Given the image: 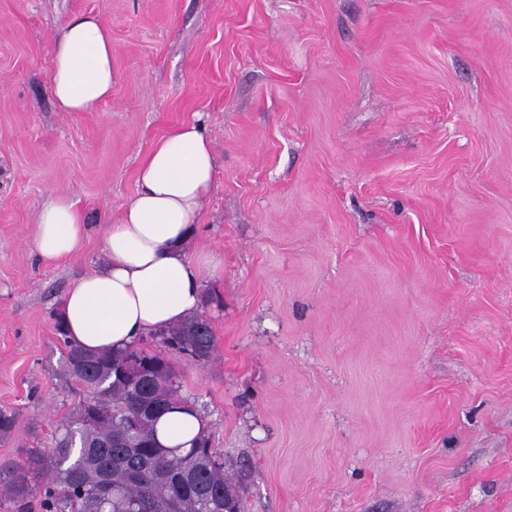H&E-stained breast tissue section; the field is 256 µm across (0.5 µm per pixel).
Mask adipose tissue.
Returning <instances> with one entry per match:
<instances>
[{"instance_id":"obj_1","label":"adipose tissue","mask_w":512,"mask_h":512,"mask_svg":"<svg viewBox=\"0 0 512 512\" xmlns=\"http://www.w3.org/2000/svg\"><path fill=\"white\" fill-rule=\"evenodd\" d=\"M114 79L109 31L96 15L75 17L52 49L50 87L61 111H97L111 98ZM215 175L199 124H180L154 143L141 162L135 194L118 223L105 230L107 268L85 274L66 292L62 315L72 343L92 352L119 350L197 309L202 272L214 258L190 257L189 244ZM87 230L71 197L53 195L38 213L35 249L43 261L55 262L79 251ZM207 429L197 411L182 407L157 422L156 438L166 448H188Z\"/></svg>"}]
</instances>
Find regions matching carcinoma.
I'll return each instance as SVG.
<instances>
[{
  "mask_svg": "<svg viewBox=\"0 0 512 512\" xmlns=\"http://www.w3.org/2000/svg\"><path fill=\"white\" fill-rule=\"evenodd\" d=\"M56 331L64 371L84 397L47 449L0 467V504L27 512L36 491L43 512H224L226 503L246 512L208 434L187 450L159 444L154 425L164 413L196 409L168 360L134 344L88 353L66 339L60 319ZM160 340L196 364L210 359L215 344L202 315L165 330Z\"/></svg>",
  "mask_w": 512,
  "mask_h": 512,
  "instance_id": "cac0c4a2",
  "label": "carcinoma"
}]
</instances>
